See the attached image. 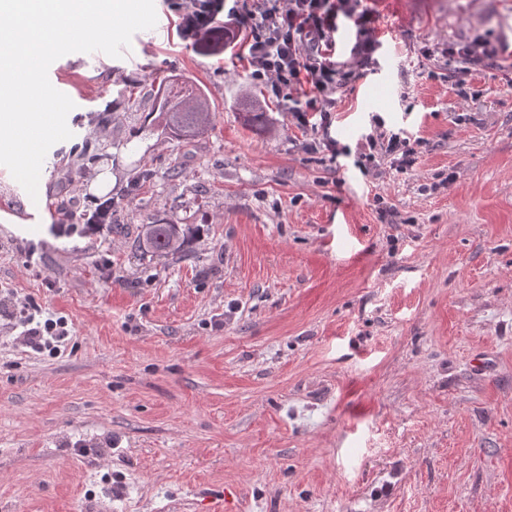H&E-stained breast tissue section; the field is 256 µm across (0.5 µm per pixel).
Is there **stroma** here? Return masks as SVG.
Listing matches in <instances>:
<instances>
[{
	"label": "stroma",
	"mask_w": 512,
	"mask_h": 512,
	"mask_svg": "<svg viewBox=\"0 0 512 512\" xmlns=\"http://www.w3.org/2000/svg\"><path fill=\"white\" fill-rule=\"evenodd\" d=\"M365 6L382 49L368 72L339 49L333 162L167 0L122 57L52 63L73 136L37 198L0 166V290L72 338L30 350L0 314V512H512V59L434 52L501 43L512 0ZM172 74L210 97L201 137L156 121ZM374 114L421 138L409 173L355 167ZM87 169L126 232H63ZM150 218L187 251L136 250ZM482 57H473V51L468 45L461 44H448L441 48V54L443 56L452 57L457 59L461 63H478L484 59H493L498 56L499 48L495 44H491L488 41H482Z\"/></svg>",
	"instance_id": "obj_1"
}]
</instances>
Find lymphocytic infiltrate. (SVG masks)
<instances>
[{"label": "lymphocytic infiltrate", "mask_w": 512, "mask_h": 512, "mask_svg": "<svg viewBox=\"0 0 512 512\" xmlns=\"http://www.w3.org/2000/svg\"><path fill=\"white\" fill-rule=\"evenodd\" d=\"M170 8L186 41L232 20L239 31L232 46L248 60L251 79L287 105L294 125L320 130L307 151L335 152L330 128L346 78L336 59V35L344 27L354 29L351 52L364 67L374 64L380 47L374 15L360 0H170ZM370 126L359 140L356 166L369 169L387 159L399 172L412 170L418 156L410 133L385 129L377 115ZM22 326L29 347L51 352L71 334L63 318L37 313H24Z\"/></svg>", "instance_id": "f902f5d3"}]
</instances>
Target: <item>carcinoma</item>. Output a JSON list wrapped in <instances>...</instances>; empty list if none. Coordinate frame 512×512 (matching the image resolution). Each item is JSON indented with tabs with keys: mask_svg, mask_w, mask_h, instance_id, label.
<instances>
[{
	"mask_svg": "<svg viewBox=\"0 0 512 512\" xmlns=\"http://www.w3.org/2000/svg\"><path fill=\"white\" fill-rule=\"evenodd\" d=\"M229 28L202 33L196 44L203 52L219 51L227 39ZM171 86L181 83V89L173 93L158 88L154 111L164 121L166 128L184 139L199 137L211 124V105L207 95L198 87L180 82L178 78H164ZM188 243L187 232L179 224H165L157 219L140 225L138 248L144 253L174 256L184 252Z\"/></svg>",
	"mask_w": 512,
	"mask_h": 512,
	"instance_id": "cac0c4a2",
	"label": "carcinoma"
}]
</instances>
